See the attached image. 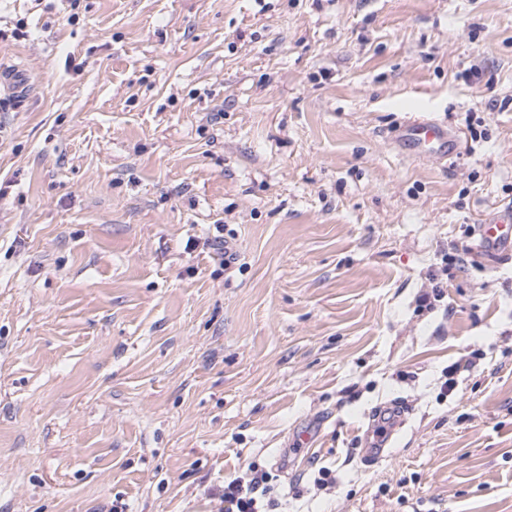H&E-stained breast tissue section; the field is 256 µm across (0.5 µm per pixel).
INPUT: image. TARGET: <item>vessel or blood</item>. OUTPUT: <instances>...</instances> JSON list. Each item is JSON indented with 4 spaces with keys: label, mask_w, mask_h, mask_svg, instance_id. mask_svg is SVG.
Wrapping results in <instances>:
<instances>
[{
    "label": "vessel or blood",
    "mask_w": 512,
    "mask_h": 512,
    "mask_svg": "<svg viewBox=\"0 0 512 512\" xmlns=\"http://www.w3.org/2000/svg\"><path fill=\"white\" fill-rule=\"evenodd\" d=\"M397 139L410 156L450 158L460 150L459 134L446 124L413 118L398 129ZM475 249L484 257L501 261L512 258V208L483 218L475 229ZM407 407L396 401L379 407L370 416L364 453L369 460L382 457L395 431L405 420Z\"/></svg>",
    "instance_id": "vessel-or-blood-1"
}]
</instances>
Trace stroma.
Segmentation results:
<instances>
[{
	"instance_id": "obj_1",
	"label": "stroma",
	"mask_w": 512,
	"mask_h": 512,
	"mask_svg": "<svg viewBox=\"0 0 512 512\" xmlns=\"http://www.w3.org/2000/svg\"><path fill=\"white\" fill-rule=\"evenodd\" d=\"M2 67L0 512H512V0H0ZM397 139L410 156L451 158L461 149L459 134L444 123L412 118L398 128ZM512 208L486 216L475 229L474 249L484 257L501 261L512 258ZM406 413H408L406 405L402 401H394L379 407L369 416L370 423L366 432L364 453L370 461L382 457L384 448L391 444L393 434L404 424ZM383 418H388V421L384 424V433L380 434L378 427L382 424ZM264 471L249 468L224 483V512H269L270 488Z\"/></svg>"
}]
</instances>
